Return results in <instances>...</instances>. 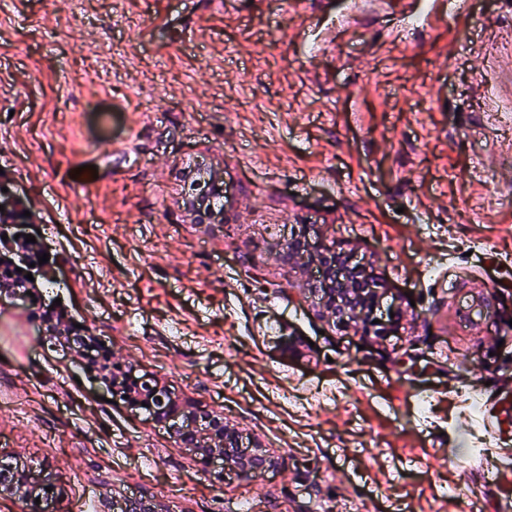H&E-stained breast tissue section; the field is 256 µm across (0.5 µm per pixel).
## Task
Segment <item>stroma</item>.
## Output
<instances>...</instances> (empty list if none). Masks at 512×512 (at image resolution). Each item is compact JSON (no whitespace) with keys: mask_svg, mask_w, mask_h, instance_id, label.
<instances>
[{"mask_svg":"<svg viewBox=\"0 0 512 512\" xmlns=\"http://www.w3.org/2000/svg\"><path fill=\"white\" fill-rule=\"evenodd\" d=\"M411 3L0 0V188L62 283L47 324L41 302H0V455L48 474V512L512 503V0L448 23L442 0ZM200 165L224 171L207 224ZM292 232L362 261L396 334L329 324L316 265L278 260ZM50 324L220 412L272 466L202 469Z\"/></svg>","mask_w":512,"mask_h":512,"instance_id":"stroma-1","label":"stroma"}]
</instances>
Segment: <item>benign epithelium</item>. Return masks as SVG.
<instances>
[{
	"label": "benign epithelium",
	"mask_w": 512,
	"mask_h": 512,
	"mask_svg": "<svg viewBox=\"0 0 512 512\" xmlns=\"http://www.w3.org/2000/svg\"><path fill=\"white\" fill-rule=\"evenodd\" d=\"M201 184L210 188V193L198 194L193 211L211 216L216 211V198L224 194V171L209 169ZM279 257L287 264L304 258L303 241L298 237L289 239ZM308 260L323 268L321 279L309 285L310 290L321 293L323 314L334 322L354 324L364 336L380 334L381 328L374 323V308L379 296L362 271L351 269L343 276L336 275V253L330 250L314 258L310 256ZM112 386L122 390L132 402L148 404L146 411L156 422L172 424V435L176 441L196 449L204 466L221 460L248 476L256 475L272 464L271 456L260 446L252 449L242 447L238 431L224 424V417L191 409L187 402L151 377L115 372ZM46 487L48 484L42 474L23 472L7 457H0V495L8 494L33 503L37 492ZM122 512H159V509L152 498L145 496L125 502Z\"/></svg>",
	"instance_id": "obj_1"
}]
</instances>
